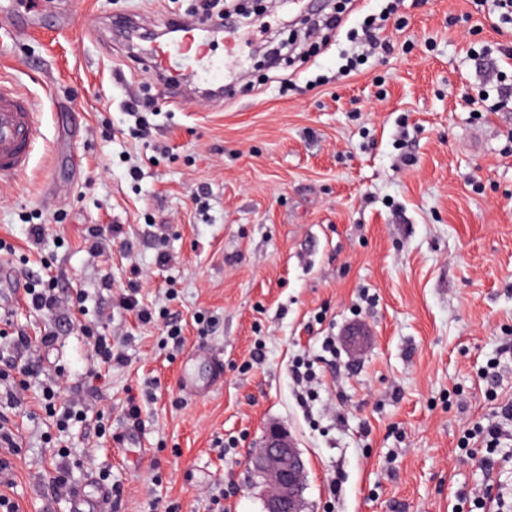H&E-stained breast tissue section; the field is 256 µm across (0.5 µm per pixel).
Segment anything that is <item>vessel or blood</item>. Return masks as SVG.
Listing matches in <instances>:
<instances>
[{
  "mask_svg": "<svg viewBox=\"0 0 512 512\" xmlns=\"http://www.w3.org/2000/svg\"><path fill=\"white\" fill-rule=\"evenodd\" d=\"M0 12L10 17L8 37L14 38L33 30L38 19L35 14L20 11L18 0H6ZM165 28L176 32V40L141 51L137 60L142 70L172 76L178 83H194L220 78L224 61L209 56L203 49L194 48L193 35L200 32L197 23L177 18L164 19ZM42 136L40 115L32 100L12 85L0 81V179L21 175L30 166L35 145Z\"/></svg>",
  "mask_w": 512,
  "mask_h": 512,
  "instance_id": "b4317fda",
  "label": "vessel or blood"
}]
</instances>
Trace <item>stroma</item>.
<instances>
[{
    "label": "stroma",
    "mask_w": 512,
    "mask_h": 512,
    "mask_svg": "<svg viewBox=\"0 0 512 512\" xmlns=\"http://www.w3.org/2000/svg\"><path fill=\"white\" fill-rule=\"evenodd\" d=\"M200 7L39 0L41 28L0 46V76L35 101L44 133L27 172L0 180V265L20 281L58 276L85 313L58 322L6 286L0 308L30 335L54 333L36 356L64 372L61 403L87 414L59 431L31 383L11 417L18 446L0 450L11 474L0 494L18 512H72L75 495L102 486L112 512H213L216 500L263 512L248 459L279 423L306 463L305 512H452L460 490L489 482L512 496V439L491 470L462 448L467 428L512 401V101L497 94L512 61L495 76L480 59L512 50V27L494 0H400L386 49L341 77L345 34L320 31L315 47L279 0H255L264 29L249 34L242 80L175 109L110 20L150 28ZM65 17L98 37L75 41ZM132 97L154 103L142 139L128 133ZM32 224L47 225L42 243ZM102 224L121 226L131 255L93 238ZM134 266L158 322L120 303ZM166 317L180 320L181 346ZM91 328L122 338L127 358L97 379ZM302 356L318 374L306 409L291 378ZM186 368L198 390L180 386Z\"/></svg>",
    "instance_id": "obj_1"
}]
</instances>
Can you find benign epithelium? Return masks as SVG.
I'll return each instance as SVG.
<instances>
[{
  "label": "benign epithelium",
  "mask_w": 512,
  "mask_h": 512,
  "mask_svg": "<svg viewBox=\"0 0 512 512\" xmlns=\"http://www.w3.org/2000/svg\"><path fill=\"white\" fill-rule=\"evenodd\" d=\"M249 464L266 487L265 512H304L306 465L286 427L267 426Z\"/></svg>",
  "instance_id": "1"
}]
</instances>
